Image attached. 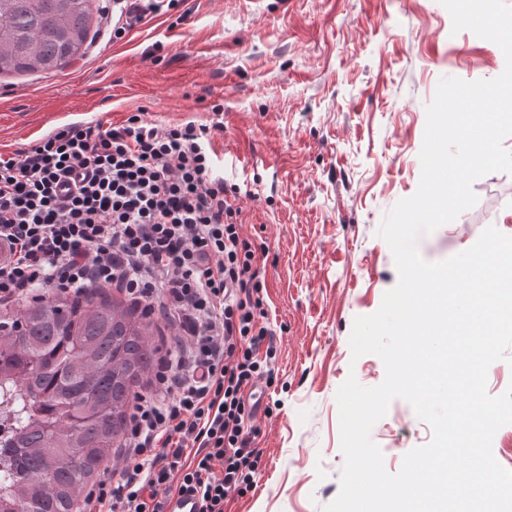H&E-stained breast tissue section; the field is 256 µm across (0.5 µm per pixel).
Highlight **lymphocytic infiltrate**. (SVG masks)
I'll return each mask as SVG.
<instances>
[{
  "label": "lymphocytic infiltrate",
  "mask_w": 512,
  "mask_h": 512,
  "mask_svg": "<svg viewBox=\"0 0 512 512\" xmlns=\"http://www.w3.org/2000/svg\"><path fill=\"white\" fill-rule=\"evenodd\" d=\"M206 125H70L0 157V301L51 286L163 299L185 356L160 358L152 392L128 419L131 464L101 481L77 512H163L189 490L200 512H224L258 471L246 393L264 379L257 257L213 175Z\"/></svg>",
  "instance_id": "f902f5d3"
}]
</instances>
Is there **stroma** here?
I'll return each instance as SVG.
<instances>
[{
  "instance_id": "35a3bbf8",
  "label": "stroma",
  "mask_w": 512,
  "mask_h": 512,
  "mask_svg": "<svg viewBox=\"0 0 512 512\" xmlns=\"http://www.w3.org/2000/svg\"><path fill=\"white\" fill-rule=\"evenodd\" d=\"M94 5L82 58L52 75H0V156L140 109L211 126L275 351L252 420L255 487L224 512H321L341 490L337 391L351 375L365 387L385 378L377 355L352 357L349 337L398 282L378 230L418 188L426 107L441 78L498 77L504 54L453 32L439 0H174L119 36L113 0ZM472 188L473 207L419 237L424 260L467 250L491 225L512 237V175ZM370 437L395 473L432 430L398 397Z\"/></svg>"
}]
</instances>
